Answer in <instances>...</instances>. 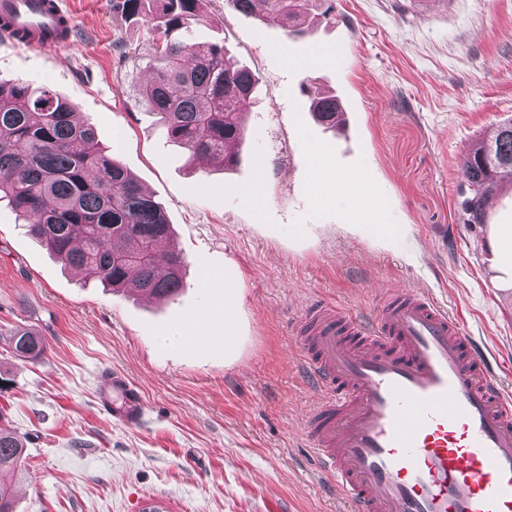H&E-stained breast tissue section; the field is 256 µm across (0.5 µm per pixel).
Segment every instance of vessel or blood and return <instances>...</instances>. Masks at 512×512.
<instances>
[{"label": "vessel or blood", "instance_id": "obj_1", "mask_svg": "<svg viewBox=\"0 0 512 512\" xmlns=\"http://www.w3.org/2000/svg\"><path fill=\"white\" fill-rule=\"evenodd\" d=\"M0 20L35 51L65 46L74 29L60 0H0ZM300 320L322 394L307 435L350 512H512V394L461 320L399 290L368 320L319 299ZM111 409L126 426L144 413L118 373Z\"/></svg>", "mask_w": 512, "mask_h": 512}]
</instances>
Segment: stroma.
Returning <instances> with one entry per match:
<instances>
[{
  "mask_svg": "<svg viewBox=\"0 0 512 512\" xmlns=\"http://www.w3.org/2000/svg\"><path fill=\"white\" fill-rule=\"evenodd\" d=\"M328 3L330 20L304 35L226 0L192 26L258 78L230 168L189 157L137 99L156 33L112 0H64L71 46L0 40V84L67 99L162 205L187 263L177 299L150 305L65 268L0 206V420L26 445L16 512H345L306 436L319 395L295 320L317 298L370 313L389 290L431 296L512 393V275L495 250L512 182L484 223L459 220L467 148L512 122V0ZM326 89L346 114L333 130L309 111ZM340 180L360 189L357 206L336 202ZM189 310L205 342L163 343ZM19 327L45 338L41 355L10 353ZM116 371L144 400L139 426L102 406Z\"/></svg>",
  "mask_w": 512,
  "mask_h": 512,
  "instance_id": "stroma-1",
  "label": "stroma"
}]
</instances>
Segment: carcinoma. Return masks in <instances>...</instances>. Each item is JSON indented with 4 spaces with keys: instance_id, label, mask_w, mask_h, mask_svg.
I'll use <instances>...</instances> for the list:
<instances>
[{
    "instance_id": "1",
    "label": "carcinoma",
    "mask_w": 512,
    "mask_h": 512,
    "mask_svg": "<svg viewBox=\"0 0 512 512\" xmlns=\"http://www.w3.org/2000/svg\"><path fill=\"white\" fill-rule=\"evenodd\" d=\"M205 0H117L129 19L147 18L158 39L153 75L138 98L159 116L170 140L191 156L235 164L226 143L242 140L241 115L254 102L256 75L217 43H191L183 33L202 18ZM236 12L266 26L302 34L314 0H226ZM312 112L329 127L336 99L315 94ZM460 219L484 222L486 185L512 182V123L490 140L472 145L461 164ZM28 220L30 235L64 265L85 271L105 288L148 289L173 300L182 284L184 258L158 248L170 238L163 208L139 181L98 146L95 127L75 120L72 105L49 89L28 83L0 85V202ZM12 352L39 354L45 341L36 331L16 328ZM24 441L0 425V476L15 474Z\"/></svg>"
}]
</instances>
